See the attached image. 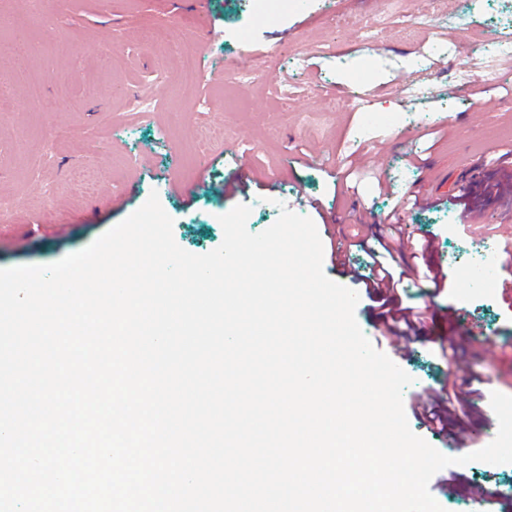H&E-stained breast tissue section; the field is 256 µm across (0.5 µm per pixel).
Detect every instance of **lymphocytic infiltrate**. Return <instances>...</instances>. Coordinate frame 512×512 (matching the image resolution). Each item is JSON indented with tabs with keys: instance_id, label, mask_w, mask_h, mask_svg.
<instances>
[{
	"instance_id": "f902f5d3",
	"label": "lymphocytic infiltrate",
	"mask_w": 512,
	"mask_h": 512,
	"mask_svg": "<svg viewBox=\"0 0 512 512\" xmlns=\"http://www.w3.org/2000/svg\"><path fill=\"white\" fill-rule=\"evenodd\" d=\"M406 233L399 214L387 216L367 251L366 266L352 265L346 271L352 282L364 284L377 326L397 342L421 337L428 320L425 308L403 303L399 287L409 264L425 259L431 245L425 242L412 252H405ZM482 382L477 374L466 378L448 375L433 393L412 398L410 411L420 427L432 436L445 437L449 417H467L473 400L482 397Z\"/></svg>"
}]
</instances>
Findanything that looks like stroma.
Returning a JSON list of instances; mask_svg holds the SVG:
<instances>
[{
	"instance_id": "35a3bbf8",
	"label": "stroma",
	"mask_w": 512,
	"mask_h": 512,
	"mask_svg": "<svg viewBox=\"0 0 512 512\" xmlns=\"http://www.w3.org/2000/svg\"><path fill=\"white\" fill-rule=\"evenodd\" d=\"M154 28L167 44L147 40ZM510 36L512 0H300L264 16L251 0H0V269L79 252L154 191L193 254L222 243L219 217L238 204L253 233L284 206L336 231L377 223L422 191L427 205L403 221L433 241L430 261L448 276L446 293L418 280L403 296L434 313L425 338L404 352L376 338L364 285L331 260L323 271L359 293L356 321L413 377L406 395L438 387L437 339L459 323L481 320L475 346L512 348L501 293L512 196L486 192L512 154V57L485 67L487 48ZM364 97L375 125L360 121ZM203 127L217 132L204 145ZM86 169L101 183L86 188ZM237 174L235 192L216 190V176ZM466 187L484 211L476 233L458 221ZM456 370L487 385L465 422L448 423L457 446L434 441L451 457L468 454L470 436L493 440L489 394L512 395V362L468 348ZM461 471L512 499V464Z\"/></svg>"
}]
</instances>
